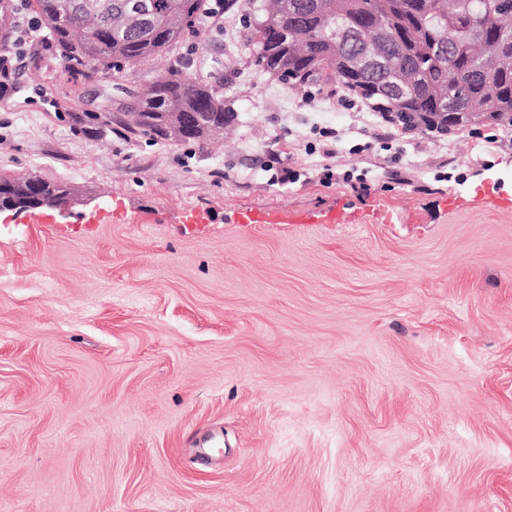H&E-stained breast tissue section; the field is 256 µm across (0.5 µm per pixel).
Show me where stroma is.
I'll return each instance as SVG.
<instances>
[{"label":"stroma","mask_w":512,"mask_h":512,"mask_svg":"<svg viewBox=\"0 0 512 512\" xmlns=\"http://www.w3.org/2000/svg\"><path fill=\"white\" fill-rule=\"evenodd\" d=\"M249 12L0 100V176L69 192L0 211V512H512V127L292 89ZM176 68L223 135L134 131Z\"/></svg>","instance_id":"35a3bbf8"}]
</instances>
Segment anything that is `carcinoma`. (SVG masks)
<instances>
[{
  "mask_svg": "<svg viewBox=\"0 0 512 512\" xmlns=\"http://www.w3.org/2000/svg\"><path fill=\"white\" fill-rule=\"evenodd\" d=\"M34 2L42 25L56 44L63 70L75 64L103 74L161 55L180 41L185 30L203 22L209 8L208 0H166L175 19L158 30L154 19L145 13L129 26L116 25L140 0H95L96 12L76 30L61 22L60 6L80 0ZM250 4L265 22L248 37L255 63L264 70L287 75L293 86L321 79L334 81L358 92L374 111L390 117L391 104L399 99L404 111L426 114V130L437 133L453 128L448 108L437 98L451 79L448 57L436 51L445 27L448 51L454 55V79L463 80L467 87L455 111L470 110L477 119L512 126V65L495 71L482 65L488 54L512 59V9L500 10L497 0H250ZM283 4L293 25L286 35L274 34ZM13 13V0H0V48L7 46ZM339 20L350 25L349 39L340 47L326 40ZM382 22L392 25L396 37L380 46L378 55L400 56L401 78L380 64L361 74L349 73V58L369 49L372 34ZM316 55L326 58L324 76L311 70ZM398 85L405 88L402 98L397 96ZM128 111L144 114L143 120L135 122L136 128L162 139H207L224 130L223 85L171 72L135 95ZM191 112L209 113L207 127L189 130L184 119Z\"/></svg>",
  "mask_w": 512,
  "mask_h": 512,
  "instance_id": "obj_1",
  "label": "carcinoma"
}]
</instances>
